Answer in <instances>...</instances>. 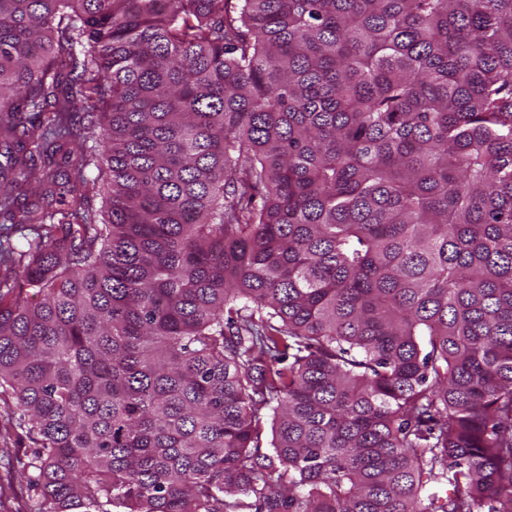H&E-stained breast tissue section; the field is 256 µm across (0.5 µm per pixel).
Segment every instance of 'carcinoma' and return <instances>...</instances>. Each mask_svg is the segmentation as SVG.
Listing matches in <instances>:
<instances>
[{"instance_id": "cac0c4a2", "label": "carcinoma", "mask_w": 512, "mask_h": 512, "mask_svg": "<svg viewBox=\"0 0 512 512\" xmlns=\"http://www.w3.org/2000/svg\"><path fill=\"white\" fill-rule=\"evenodd\" d=\"M0 143L30 512H512V0H0Z\"/></svg>"}]
</instances>
